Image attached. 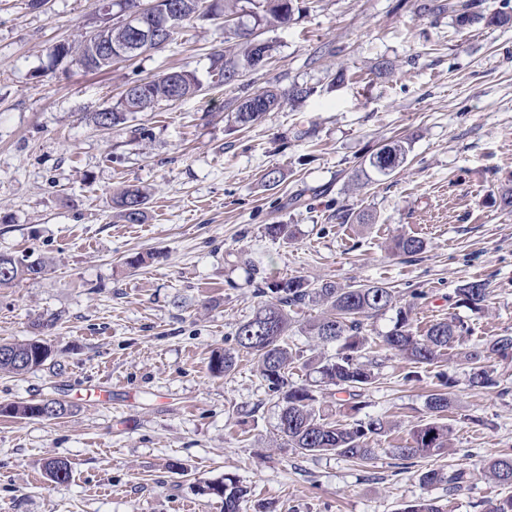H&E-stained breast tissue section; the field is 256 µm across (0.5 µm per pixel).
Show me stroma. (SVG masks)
Segmentation results:
<instances>
[{
  "instance_id": "1",
  "label": "stroma",
  "mask_w": 512,
  "mask_h": 512,
  "mask_svg": "<svg viewBox=\"0 0 512 512\" xmlns=\"http://www.w3.org/2000/svg\"><path fill=\"white\" fill-rule=\"evenodd\" d=\"M284 25L260 27L265 66L219 83L221 20H195L163 47L86 71L53 49L92 31L98 0H0V252L36 255L50 271L0 288V342L44 336L52 354L21 375L0 373V406L58 397L61 418L0 414V512H224L207 484L235 476L243 512H402L432 498L446 512H479L506 488L476 476L469 490L424 486L421 472L512 456V365L494 388L470 389L453 355L406 381V362L381 342L395 311L366 318L381 378L366 414L394 424L382 453L360 464L307 456L278 432L276 398L240 357L209 370L238 324L261 304L241 254L269 278L381 283L413 302L418 329L451 312L466 280L488 283L485 313L460 309L467 347L512 335V26L457 28L419 0H298ZM389 77L372 73L377 62ZM172 70L192 73L195 95L102 129L90 113L128 85ZM306 88L250 126L231 114L266 87ZM409 143L404 171L365 183L370 154ZM277 169L282 180L266 186ZM134 184L146 218H117L112 195ZM370 223H357L360 213ZM294 237H269L266 225ZM425 250L394 255L398 235ZM150 261L133 269L132 257ZM57 324L39 332L50 314ZM457 381L440 455L396 467L428 418L436 371ZM65 459L68 481L46 475Z\"/></svg>"
}]
</instances>
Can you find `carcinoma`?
Listing matches in <instances>:
<instances>
[{
    "instance_id": "carcinoma-1",
    "label": "carcinoma",
    "mask_w": 512,
    "mask_h": 512,
    "mask_svg": "<svg viewBox=\"0 0 512 512\" xmlns=\"http://www.w3.org/2000/svg\"><path fill=\"white\" fill-rule=\"evenodd\" d=\"M181 14V24L195 19H208L224 15V54L218 61V80L224 84L234 81L244 69L257 65V51L251 48L240 27L243 20H261L265 25L286 24L299 10L296 0H170ZM419 10L439 15L454 13L455 24L460 28L485 22L488 25H512V13L500 10L491 15L484 13L482 0H429L419 5ZM198 83L194 75L185 70H173L130 87L116 103L90 115L89 121L103 129L123 125L135 112H148L161 102L168 101L172 92L184 99L196 93ZM258 99L264 106L262 112H234V122L240 126L253 125L265 114L280 106L281 94L274 89H263L246 98ZM409 143L392 140L364 161L361 172L389 177L406 166ZM113 209L127 224H140L146 215L147 196L143 190L131 185L112 196ZM425 247L422 239L411 235L398 236L392 250L404 255H415ZM49 268L42 258L28 256L17 258L0 253V287L25 279H37ZM257 294L263 298L262 306L235 330V346L213 353L209 369L215 375L231 373L243 353L253 357L259 377L271 395L280 404L278 430L288 441V446L303 455L336 454L368 462L375 459L378 440L386 436L392 424L385 417L360 416L366 407L368 390L378 381L380 364L370 358L372 341L366 334L363 318L388 310H396L393 327L381 336L383 345L410 365L405 379H419V369L432 366L449 348L460 345L467 326L455 313L433 321L423 333L414 329L410 318L411 307L400 305L393 289L381 283L340 285L334 281H311L303 276H291L257 285ZM490 290L487 283L467 281L454 290V305L470 312L482 313L488 307ZM310 304L323 307L322 315L305 326V332L323 344L336 345L330 357L305 360L300 352L286 342L292 324L291 313ZM51 347L41 338L23 343H0V372L24 374L46 363ZM462 364L468 367L466 385L471 389L489 388L498 384L496 365L512 364V335L492 336L478 349L459 352ZM318 375L317 383H297L292 379L296 364ZM334 388L336 409L343 418L336 419L326 413L318 387ZM51 404L58 409L60 418L69 411V405L58 398H44L37 402H18L0 408V413L19 419H39V405ZM451 401L441 390L430 394L427 408L431 420L414 426L412 442L404 448H391L389 452L399 460L417 456L436 455L448 447V425L442 422ZM45 471L55 482L69 478V467L63 459H51ZM482 475L501 486L512 488V457L489 460L482 467ZM475 473L469 467L429 469L420 475L424 485L445 484L454 494L469 487ZM210 493L224 498V512H240L247 489L227 474L224 480L208 485ZM403 512H444L435 500L422 498L407 505Z\"/></svg>"
}]
</instances>
